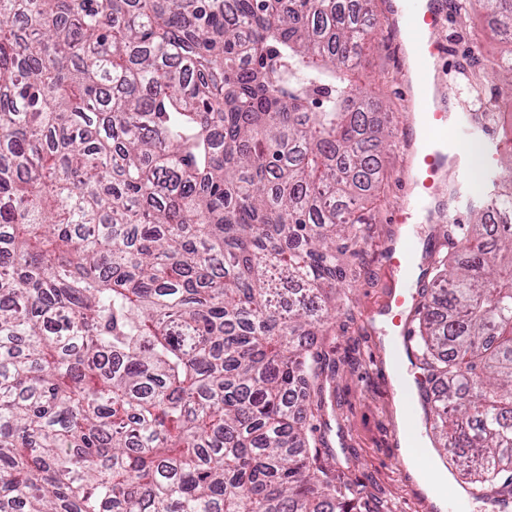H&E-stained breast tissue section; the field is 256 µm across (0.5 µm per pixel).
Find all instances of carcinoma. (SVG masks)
Returning a JSON list of instances; mask_svg holds the SVG:
<instances>
[{
  "label": "carcinoma",
  "instance_id": "1",
  "mask_svg": "<svg viewBox=\"0 0 512 512\" xmlns=\"http://www.w3.org/2000/svg\"><path fill=\"white\" fill-rule=\"evenodd\" d=\"M372 0H0V512H362L312 453L389 116ZM512 46V0H479ZM512 103V50L498 64ZM418 308L432 440L512 496V181Z\"/></svg>",
  "mask_w": 512,
  "mask_h": 512
}]
</instances>
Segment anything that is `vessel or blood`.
<instances>
[{
    "label": "vessel or blood",
    "mask_w": 512,
    "mask_h": 512,
    "mask_svg": "<svg viewBox=\"0 0 512 512\" xmlns=\"http://www.w3.org/2000/svg\"><path fill=\"white\" fill-rule=\"evenodd\" d=\"M389 8L405 45L420 47L423 59H439L438 34L445 18L442 0H390ZM400 89L413 109L422 114L423 121L418 132L405 135L407 177L401 185L402 200L394 213L403 244L388 250L391 266L402 279L399 289L389 295L385 313L394 346L410 352L416 346V337L408 311L418 303L410 275L417 245L416 221L423 217L437 221L441 183L451 172L457 179H464L465 168L463 144L444 98L441 75L433 76L430 97H420L409 77Z\"/></svg>",
    "instance_id": "1"
}]
</instances>
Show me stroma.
<instances>
[{"label":"stroma","mask_w":512,"mask_h":512,"mask_svg":"<svg viewBox=\"0 0 512 512\" xmlns=\"http://www.w3.org/2000/svg\"><path fill=\"white\" fill-rule=\"evenodd\" d=\"M374 11L372 47L359 59L355 84L374 107L392 115L387 197L369 211L362 252L347 268L343 287L352 301L336 312L327 334L317 340L328 364L325 390L330 413L315 438L321 452L334 457L337 475L361 493L368 512H433L401 460L395 408L399 393L377 372L386 362L383 305L400 285L386 256L395 237L390 216L406 174L400 136L411 127L415 113L400 94L395 37L383 0H377ZM441 38L453 48L452 56L440 61L447 74L448 104L466 127H477L480 101L491 99L500 86L496 62L512 47L495 34L488 16L478 9L462 18L448 14ZM474 44L482 59L475 68L465 61ZM464 162L468 180L459 184L447 179L442 189L446 219L452 223L465 219L469 203L485 190L479 162L469 155Z\"/></svg>","instance_id":"35a3bbf8"}]
</instances>
